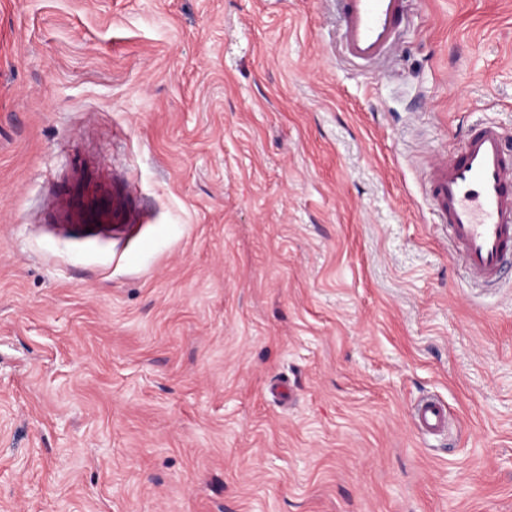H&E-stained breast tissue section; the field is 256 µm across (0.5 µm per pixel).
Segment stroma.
I'll return each instance as SVG.
<instances>
[{"label": "stroma", "instance_id": "1", "mask_svg": "<svg viewBox=\"0 0 512 512\" xmlns=\"http://www.w3.org/2000/svg\"><path fill=\"white\" fill-rule=\"evenodd\" d=\"M406 11L361 68L336 0H0V512H512V271L421 187L512 133V0ZM411 420L425 436H440L448 431V406L434 397L419 400L411 412Z\"/></svg>", "mask_w": 512, "mask_h": 512}]
</instances>
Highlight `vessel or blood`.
I'll return each mask as SVG.
<instances>
[{
  "label": "vessel or blood",
  "mask_w": 512,
  "mask_h": 512,
  "mask_svg": "<svg viewBox=\"0 0 512 512\" xmlns=\"http://www.w3.org/2000/svg\"><path fill=\"white\" fill-rule=\"evenodd\" d=\"M406 0H340L345 55L373 63L386 57L405 17ZM424 190L439 223L475 283L496 284L512 267V137L490 124L470 126L460 148L430 165ZM417 430L440 436L448 430V406L434 397L411 412Z\"/></svg>",
  "instance_id": "b4317fda"
}]
</instances>
